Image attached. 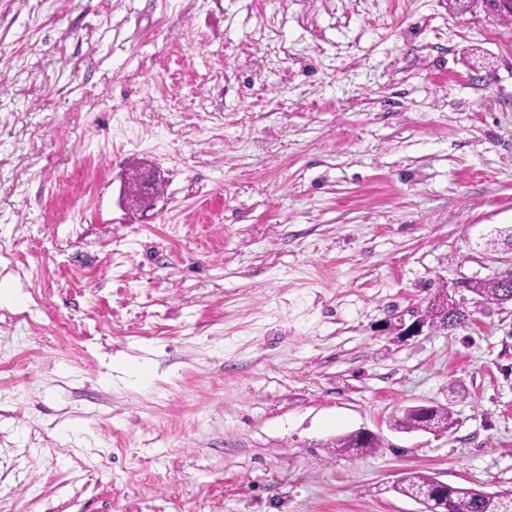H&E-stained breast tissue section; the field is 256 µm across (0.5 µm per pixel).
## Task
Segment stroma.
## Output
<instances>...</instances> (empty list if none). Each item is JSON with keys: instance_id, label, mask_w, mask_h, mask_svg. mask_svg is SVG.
Wrapping results in <instances>:
<instances>
[{"instance_id": "obj_1", "label": "stroma", "mask_w": 512, "mask_h": 512, "mask_svg": "<svg viewBox=\"0 0 512 512\" xmlns=\"http://www.w3.org/2000/svg\"><path fill=\"white\" fill-rule=\"evenodd\" d=\"M511 226L512 21L484 7L0 0V512L512 489V312L398 328ZM414 405L454 428L393 430ZM362 428L374 452L329 449ZM160 180L155 171L141 168L138 185L139 193L135 197V201L140 206V209L148 210L155 206V202L159 197L157 185Z\"/></svg>"}]
</instances>
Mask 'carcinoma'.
Masks as SVG:
<instances>
[{
    "mask_svg": "<svg viewBox=\"0 0 512 512\" xmlns=\"http://www.w3.org/2000/svg\"><path fill=\"white\" fill-rule=\"evenodd\" d=\"M469 290L485 304L503 307L512 304V283L505 284L494 279H478L469 282ZM425 319L433 324L448 328L462 327L470 320V314L461 308L447 311L439 301L431 303ZM455 425L453 415L440 406H408L393 416L392 427L403 432H413L425 427L449 431ZM379 447L377 436L361 437L358 432H351L336 437L332 448L338 454L366 453ZM391 491L413 498L417 495H429L432 504L440 512H512V490L494 493L484 492L474 487L463 485H437L435 478L417 471L402 474Z\"/></svg>",
    "mask_w": 512,
    "mask_h": 512,
    "instance_id": "cac0c4a2",
    "label": "carcinoma"
}]
</instances>
